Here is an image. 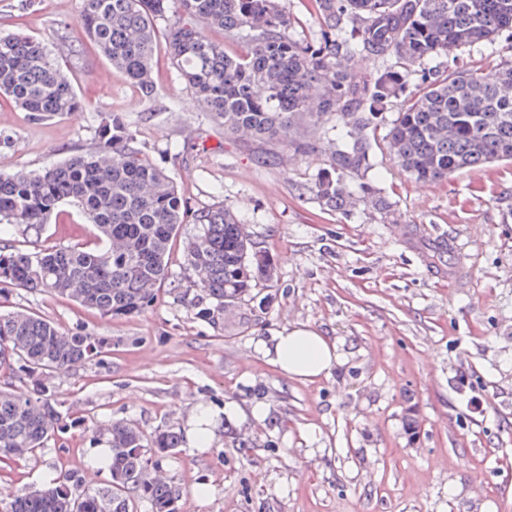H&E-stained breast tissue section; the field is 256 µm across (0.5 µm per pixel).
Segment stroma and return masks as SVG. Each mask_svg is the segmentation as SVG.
Segmentation results:
<instances>
[{
    "mask_svg": "<svg viewBox=\"0 0 512 512\" xmlns=\"http://www.w3.org/2000/svg\"><path fill=\"white\" fill-rule=\"evenodd\" d=\"M82 0H0V34L43 41L85 109L43 122L0 100V170H38L93 149L102 113L118 112L146 155L192 209L230 208L275 260L273 287L198 318L183 295L193 281L183 225L169 277L151 306L109 318L61 297L14 289L0 312L25 309L64 332L101 341L94 360L0 385L23 396L49 389L62 429L27 459L0 462V494L42 488L48 471L108 485L86 450L121 420L183 440L159 468L179 512H512V161L422 184L387 146L349 180L380 203L327 208L315 181L336 132L308 128L311 151L226 139L165 58L155 91H140L86 41ZM450 68L512 64V36L433 58ZM98 232L61 206L41 229L0 226V244L25 251L94 246ZM293 325L336 344L328 376L303 383L260 352ZM264 405L265 416L251 411ZM217 420L210 448L186 440L198 409ZM252 442L233 448L231 433ZM212 493L198 500L196 488Z\"/></svg>",
    "mask_w": 512,
    "mask_h": 512,
    "instance_id": "35a3bbf8",
    "label": "stroma"
}]
</instances>
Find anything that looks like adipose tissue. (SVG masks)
<instances>
[{"mask_svg":"<svg viewBox=\"0 0 512 512\" xmlns=\"http://www.w3.org/2000/svg\"><path fill=\"white\" fill-rule=\"evenodd\" d=\"M265 355L272 366L301 381L328 375L338 361L335 343L303 325L280 332Z\"/></svg>","mask_w":512,"mask_h":512,"instance_id":"adipose-tissue-1","label":"adipose tissue"}]
</instances>
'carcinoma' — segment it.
Listing matches in <instances>:
<instances>
[{
    "label": "carcinoma",
    "mask_w": 512,
    "mask_h": 512,
    "mask_svg": "<svg viewBox=\"0 0 512 512\" xmlns=\"http://www.w3.org/2000/svg\"><path fill=\"white\" fill-rule=\"evenodd\" d=\"M313 15L320 37L311 42L290 34L285 0H83L78 26L147 98L163 49L226 137L281 141L304 152L303 127L336 121L338 147L315 183L335 210L351 204L346 178L373 166L382 141L422 183L512 160V65L423 67L431 57L512 32V0H314ZM212 28L245 51L224 53L208 38ZM357 51L382 65L366 78L351 73L345 61ZM0 97L35 121L85 108L47 45L22 33L0 35ZM66 202L96 224L98 245L34 253L0 247V293L42 291L105 317L132 316L168 277L171 242L190 222L199 226L187 249L195 280L186 304L195 315L210 320L224 303L273 281L274 260L256 247L247 225L228 208L191 210L119 114L101 117L93 150L41 170L0 171V224L40 228ZM98 353L94 338L66 334L38 314L0 312V372L34 376ZM60 422L44 387L27 398L1 388L0 461L43 447ZM108 436L107 488L89 491L77 472L62 469L56 485L15 493L0 501V512H137L142 500L152 512H176L175 491L150 467L176 453L179 434L158 431L148 449L142 431L116 421Z\"/></svg>",
    "instance_id": "cac0c4a2"
}]
</instances>
